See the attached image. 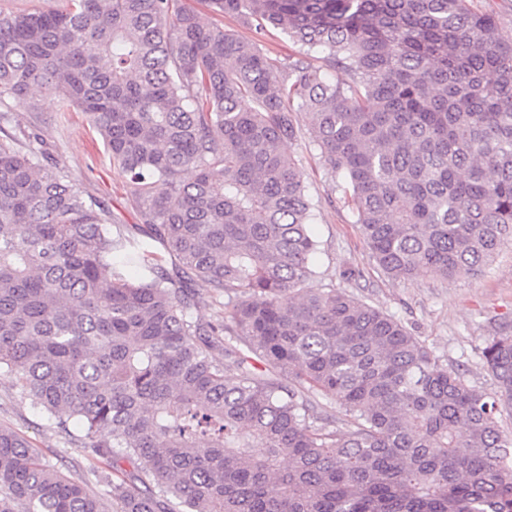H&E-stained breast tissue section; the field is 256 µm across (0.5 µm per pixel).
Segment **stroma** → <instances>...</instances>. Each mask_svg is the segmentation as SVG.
I'll list each match as a JSON object with an SVG mask.
<instances>
[{"label": "stroma", "instance_id": "obj_1", "mask_svg": "<svg viewBox=\"0 0 512 512\" xmlns=\"http://www.w3.org/2000/svg\"><path fill=\"white\" fill-rule=\"evenodd\" d=\"M17 122L35 130L43 141L45 163H59L77 179L86 197L105 205L114 223L137 236L138 205L125 177L112 164L97 133L83 113L56 95L37 90L31 106L14 110ZM302 134L284 149L303 171L316 205L314 234L319 242L313 266L321 284L346 288L358 300L401 321L467 383L488 396L498 387L481 358L486 336L512 334V243H505L489 266L476 276L443 280L388 279L370 260L369 250L340 189L334 188L310 134L306 111L294 113ZM0 424L23 434L50 466L82 479L86 491L104 495L105 486L91 473V460L76 421L59 428L54 418L23 398L16 377L0 370Z\"/></svg>", "mask_w": 512, "mask_h": 512}]
</instances>
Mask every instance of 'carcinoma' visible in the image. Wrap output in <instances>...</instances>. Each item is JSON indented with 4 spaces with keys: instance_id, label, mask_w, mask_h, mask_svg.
Returning <instances> with one entry per match:
<instances>
[{
    "instance_id": "carcinoma-1",
    "label": "carcinoma",
    "mask_w": 512,
    "mask_h": 512,
    "mask_svg": "<svg viewBox=\"0 0 512 512\" xmlns=\"http://www.w3.org/2000/svg\"><path fill=\"white\" fill-rule=\"evenodd\" d=\"M65 2L0 14V106L40 89L83 112L143 240L0 111V369L80 424L112 512H512V335L484 342L488 398L320 284L315 207L283 151L308 111L389 279L482 271L512 240L496 17L468 0H208L253 29L240 38L178 0ZM271 29L300 47L286 63ZM198 282L227 297L212 321L193 317ZM0 512L106 506L0 426Z\"/></svg>"
}]
</instances>
